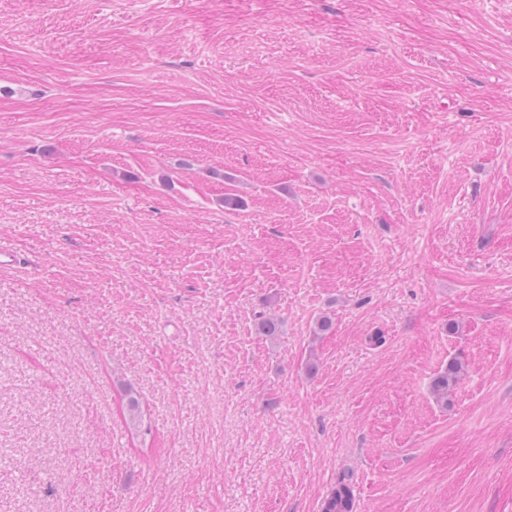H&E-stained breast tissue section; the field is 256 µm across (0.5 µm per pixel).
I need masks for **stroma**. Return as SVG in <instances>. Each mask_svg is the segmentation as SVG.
Masks as SVG:
<instances>
[{"label":"stroma","mask_w":512,"mask_h":512,"mask_svg":"<svg viewBox=\"0 0 512 512\" xmlns=\"http://www.w3.org/2000/svg\"><path fill=\"white\" fill-rule=\"evenodd\" d=\"M0 241V512H512V0H0ZM459 370L460 369L458 363L454 362L448 367V370L441 373L434 379L432 384V392L437 401H441L447 404L448 392L456 382ZM352 486L343 481L331 488L323 501L322 512H354Z\"/></svg>","instance_id":"1"}]
</instances>
